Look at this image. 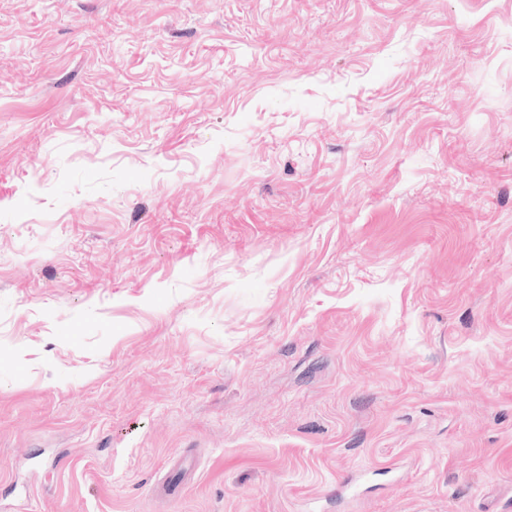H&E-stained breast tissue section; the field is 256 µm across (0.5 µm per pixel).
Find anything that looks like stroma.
Returning a JSON list of instances; mask_svg holds the SVG:
<instances>
[{
  "instance_id": "obj_1",
  "label": "stroma",
  "mask_w": 512,
  "mask_h": 512,
  "mask_svg": "<svg viewBox=\"0 0 512 512\" xmlns=\"http://www.w3.org/2000/svg\"><path fill=\"white\" fill-rule=\"evenodd\" d=\"M512 512V0H0V508Z\"/></svg>"
}]
</instances>
